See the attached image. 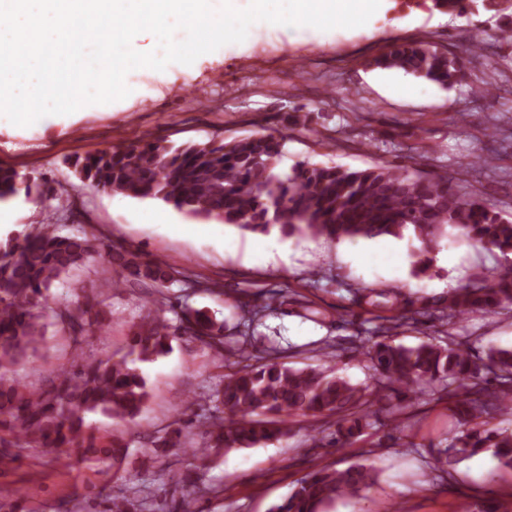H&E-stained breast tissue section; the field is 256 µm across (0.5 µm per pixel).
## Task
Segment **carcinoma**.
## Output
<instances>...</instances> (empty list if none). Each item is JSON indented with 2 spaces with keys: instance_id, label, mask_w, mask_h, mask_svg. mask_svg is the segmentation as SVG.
I'll list each match as a JSON object with an SVG mask.
<instances>
[{
  "instance_id": "1",
  "label": "carcinoma",
  "mask_w": 512,
  "mask_h": 512,
  "mask_svg": "<svg viewBox=\"0 0 512 512\" xmlns=\"http://www.w3.org/2000/svg\"><path fill=\"white\" fill-rule=\"evenodd\" d=\"M403 5L453 16L488 8L476 0H403ZM482 50L478 38L450 54L419 41L393 42L371 65L448 87L466 76V63ZM285 142L286 135L273 133L177 147L156 141L88 154L72 167L79 180L94 188L159 200L187 216L241 230L268 233L276 227L286 236L331 240L411 235L422 244L412 253L418 273L428 270L431 249L452 229L498 248L506 263L493 275L479 276L449 294L448 313L442 317L494 314L512 305V221L494 207L468 195L446 174L428 176L415 167L385 162L365 169L299 163L283 172L277 164ZM40 196L31 177L0 165V204ZM96 255L119 277L103 279L101 288L123 284L161 295L179 275L161 260L147 261L86 233L59 235L29 225L0 235V449H81L87 460L109 459L114 467L127 455V444L96 435L86 421L89 415H101L135 424L150 390L126 359L89 361L77 353L70 366L38 390L17 378V368L45 343V292ZM51 317L76 343L104 328L100 312L88 302L75 301L52 311ZM399 327L394 321L359 338L361 354L373 369L365 386L353 385L323 365L294 368L276 357L224 376L200 458L279 441L287 436L288 418L296 416L333 419L329 445L341 451L371 426L375 405L386 404L396 421L406 409L404 402L444 391L454 428L448 447L434 457L435 475H450L458 464L482 452L512 469V429L493 428L486 420L497 412L512 414V348H491L483 359L470 353L465 336H450L444 344L431 340L405 346L393 338ZM176 331L223 356L224 323L205 312L183 311ZM170 336L168 323L160 317L141 322L133 334L137 359L167 353ZM150 443L183 448L195 443V433L178 428L152 437ZM375 480L374 468L365 464L323 467L297 480L271 512H325L337 498L357 497Z\"/></svg>"
}]
</instances>
